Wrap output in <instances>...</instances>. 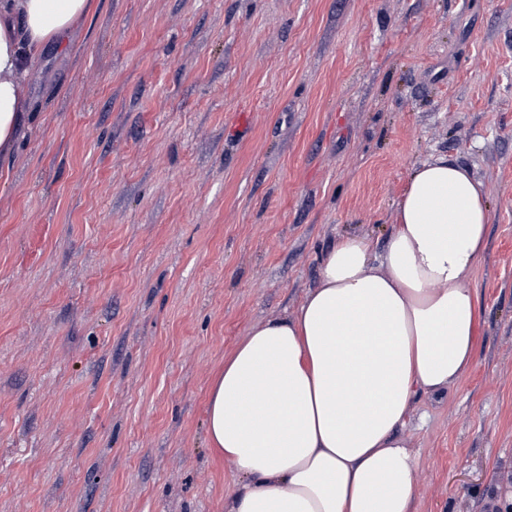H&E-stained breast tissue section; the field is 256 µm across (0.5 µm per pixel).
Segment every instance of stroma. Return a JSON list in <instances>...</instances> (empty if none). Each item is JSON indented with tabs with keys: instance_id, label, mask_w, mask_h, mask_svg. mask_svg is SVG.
<instances>
[{
	"instance_id": "35a3bbf8",
	"label": "stroma",
	"mask_w": 512,
	"mask_h": 512,
	"mask_svg": "<svg viewBox=\"0 0 512 512\" xmlns=\"http://www.w3.org/2000/svg\"><path fill=\"white\" fill-rule=\"evenodd\" d=\"M445 156L491 209L414 512L512 498V0H91L0 157V512H224V359Z\"/></svg>"
}]
</instances>
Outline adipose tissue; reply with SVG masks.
Here are the masks:
<instances>
[{
	"instance_id": "ef3b65f1",
	"label": "adipose tissue",
	"mask_w": 512,
	"mask_h": 512,
	"mask_svg": "<svg viewBox=\"0 0 512 512\" xmlns=\"http://www.w3.org/2000/svg\"><path fill=\"white\" fill-rule=\"evenodd\" d=\"M88 6L0 0V154L41 51L68 41ZM489 223L465 167L416 165L382 252L343 237L298 309L239 342L207 408L209 440L239 478L226 512H414L417 460L399 431L418 393L443 395L473 363Z\"/></svg>"
}]
</instances>
